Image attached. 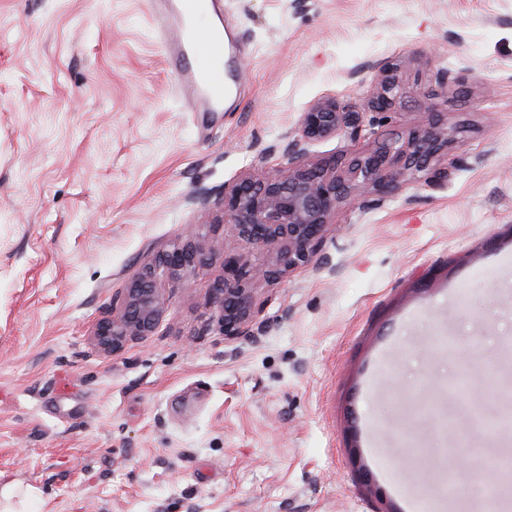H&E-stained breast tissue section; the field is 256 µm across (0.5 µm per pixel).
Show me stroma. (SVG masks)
I'll list each match as a JSON object with an SVG mask.
<instances>
[{"instance_id":"stroma-1","label":"stroma","mask_w":512,"mask_h":512,"mask_svg":"<svg viewBox=\"0 0 512 512\" xmlns=\"http://www.w3.org/2000/svg\"><path fill=\"white\" fill-rule=\"evenodd\" d=\"M244 34L234 111H182L148 0H0V490L13 512H485L512 424L435 430L466 380L512 417V0H224ZM396 65L402 137L464 123L440 158L343 204L320 269L259 284L226 340L212 288L160 285L156 331L92 334L174 244L221 247L211 202L314 102L360 110ZM448 86L432 96L435 74ZM453 476L436 493L427 472Z\"/></svg>"}]
</instances>
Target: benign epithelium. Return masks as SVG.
Instances as JSON below:
<instances>
[{"label":"benign epithelium","instance_id":"7a95c632","mask_svg":"<svg viewBox=\"0 0 512 512\" xmlns=\"http://www.w3.org/2000/svg\"><path fill=\"white\" fill-rule=\"evenodd\" d=\"M399 95L393 68L385 67L367 110L388 112ZM363 127V113L334 99L317 101L302 113L295 135L264 151L266 156L281 155L285 173L258 167L224 187V196L215 203L224 223V249L219 253L224 278L212 290L224 338L253 332L261 303L252 283H279L295 269L310 265L335 225L341 204H365L367 195L384 193L399 180L431 169L448 149V130L437 124L406 139L379 137L371 149L355 151L344 162L310 158L312 144L341 133L355 139ZM258 250L269 253L271 261L252 263L251 255ZM205 260L206 255L190 244H175L157 254L112 299V317L94 329L95 347L110 354L152 333L162 313L157 282L165 278L178 283ZM452 405L469 410L476 427L488 414L480 393L467 384L452 393Z\"/></svg>","mask_w":512,"mask_h":512}]
</instances>
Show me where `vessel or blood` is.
I'll return each mask as SVG.
<instances>
[{
    "label": "vessel or blood",
    "instance_id": "b4317fda",
    "mask_svg": "<svg viewBox=\"0 0 512 512\" xmlns=\"http://www.w3.org/2000/svg\"><path fill=\"white\" fill-rule=\"evenodd\" d=\"M155 42L192 112H220L241 95L242 34L220 0H154Z\"/></svg>",
    "mask_w": 512,
    "mask_h": 512
}]
</instances>
